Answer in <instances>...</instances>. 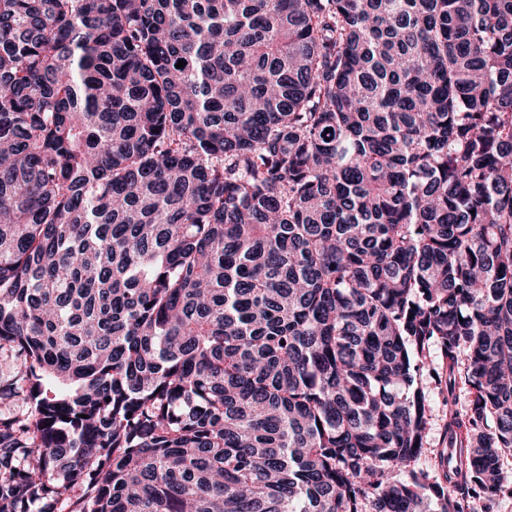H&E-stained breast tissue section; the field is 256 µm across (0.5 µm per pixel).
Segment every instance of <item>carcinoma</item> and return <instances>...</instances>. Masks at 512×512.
Masks as SVG:
<instances>
[{
  "label": "carcinoma",
  "instance_id": "1",
  "mask_svg": "<svg viewBox=\"0 0 512 512\" xmlns=\"http://www.w3.org/2000/svg\"><path fill=\"white\" fill-rule=\"evenodd\" d=\"M0 357V512L512 495V0H0ZM430 407L428 443L429 451L418 462L419 467L433 469L437 464V454L445 448L444 440V412L445 407L441 396L437 393L433 383L427 384Z\"/></svg>",
  "mask_w": 512,
  "mask_h": 512
}]
</instances>
